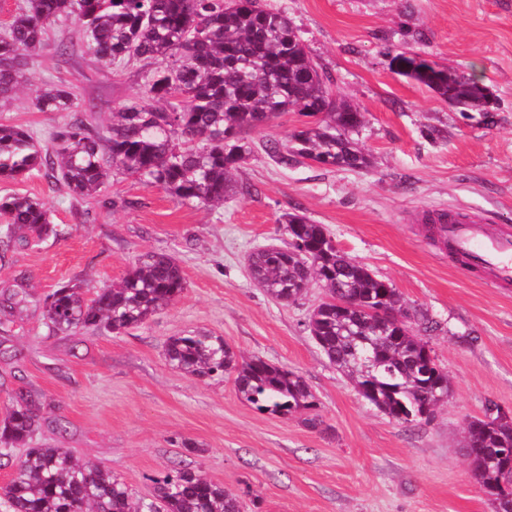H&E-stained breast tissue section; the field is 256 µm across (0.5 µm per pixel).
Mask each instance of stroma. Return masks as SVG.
Wrapping results in <instances>:
<instances>
[{
    "label": "stroma",
    "instance_id": "obj_1",
    "mask_svg": "<svg viewBox=\"0 0 512 512\" xmlns=\"http://www.w3.org/2000/svg\"><path fill=\"white\" fill-rule=\"evenodd\" d=\"M262 2L288 14L333 93L364 112L358 143L370 168L277 163L264 146L286 143L301 126L291 112L247 131L254 152L237 173L244 191L215 209L125 174L81 200L37 173L0 181V195L42 200L60 229L16 244L0 267V292L25 290L20 303L0 307V418L19 387L41 394L39 442L111 468L138 498H150L153 478L190 469L224 485L242 512H494L462 443L488 404L512 413V288L464 272L422 214L447 206L512 226V0ZM63 39L71 42L65 56L56 51ZM402 51L478 79L492 121L397 74L391 58ZM148 69L98 61L72 21L58 20L0 123L49 144L67 115L37 111L33 99L54 82L74 87L106 130ZM286 212L325 225L338 248L432 321L423 338L451 391L430 421L389 419L329 364L307 330L325 296L320 283L283 303L254 282L248 257L282 244ZM146 252L182 267L186 290L174 305L119 335L49 331L47 294L68 282L89 290L111 283ZM190 332L302 375L322 427L258 410L231 376L201 383L172 368L165 346Z\"/></svg>",
    "mask_w": 512,
    "mask_h": 512
}]
</instances>
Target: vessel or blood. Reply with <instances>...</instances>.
<instances>
[{
  "label": "vessel or blood",
  "mask_w": 512,
  "mask_h": 512,
  "mask_svg": "<svg viewBox=\"0 0 512 512\" xmlns=\"http://www.w3.org/2000/svg\"><path fill=\"white\" fill-rule=\"evenodd\" d=\"M424 218L438 225L450 254L485 271L498 286H512V231L491 228L489 219L456 210L428 211Z\"/></svg>",
  "instance_id": "obj_1"
}]
</instances>
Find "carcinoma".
<instances>
[{"instance_id":"carcinoma-1","label":"carcinoma","mask_w":512,"mask_h":512,"mask_svg":"<svg viewBox=\"0 0 512 512\" xmlns=\"http://www.w3.org/2000/svg\"><path fill=\"white\" fill-rule=\"evenodd\" d=\"M72 19L95 56L115 66L133 60L154 64L140 95L113 113L107 133L93 127L72 88L48 84L35 96L40 112H71L44 148L22 126L0 124V180L45 171L74 199L103 185L114 173H130L181 203L221 206L237 192L236 172L253 153L244 136L288 112L314 117L289 143L267 150L286 164L309 159L324 168L363 170L370 156L355 139L364 113L333 95L329 78L300 31L282 11L260 0H24L0 33V100L25 79L50 26ZM395 71L467 111H483L487 89L411 52L392 58ZM0 260L15 243L57 233L44 203L0 195ZM286 241L251 256L250 270L274 299L297 300L313 281L326 298L311 312L308 329L327 359L358 394L390 419L423 420L424 401L448 374L408 322L399 291L340 250L327 228L298 213H285ZM182 268L163 253H147L121 280L86 298L77 283L54 290L43 316L49 330L104 329L121 334L176 303L185 290ZM347 301L338 306L336 297ZM381 306L403 331H380L369 310ZM169 364L206 382L233 376L237 393L261 410L288 416L312 409L316 398L303 376L261 357L237 356L220 336H173ZM40 397L18 392L0 420V459L19 450L11 479L0 488L4 512H240L224 487L202 472L180 469L154 480L153 499L134 498L105 466L79 464L65 448L37 442ZM489 404L485 418L466 428L473 471L493 497L494 512L512 504V421Z\"/></svg>"}]
</instances>
